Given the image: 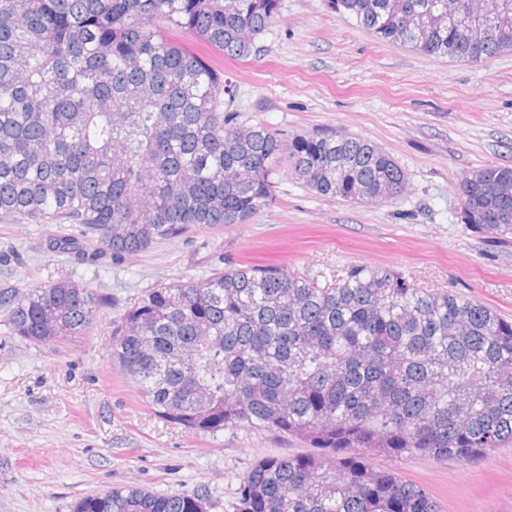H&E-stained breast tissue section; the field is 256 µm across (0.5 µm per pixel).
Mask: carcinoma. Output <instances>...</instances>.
<instances>
[{
    "mask_svg": "<svg viewBox=\"0 0 512 512\" xmlns=\"http://www.w3.org/2000/svg\"><path fill=\"white\" fill-rule=\"evenodd\" d=\"M433 0H326L384 42L479 63L512 54V0L471 32ZM281 0H0V214L81 225L91 258L132 256L199 226L245 224L275 201L287 159L309 191L401 199L405 170L335 129L291 139L224 110V73L167 39L183 28L249 56ZM460 221L512 235V167L459 183ZM104 299L71 281L0 293L34 343L86 336ZM111 356L159 416L216 434L247 425L317 453L258 460L233 512H439L428 490L368 465L365 450L470 463L512 442V320L387 267L351 265L320 287L274 267L217 271L146 291L112 323ZM73 512H207L199 495L114 486Z\"/></svg>",
    "mask_w": 512,
    "mask_h": 512,
    "instance_id": "obj_1",
    "label": "carcinoma"
}]
</instances>
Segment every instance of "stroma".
Returning <instances> with one entry per match:
<instances>
[{
	"instance_id": "obj_1",
	"label": "stroma",
	"mask_w": 512,
	"mask_h": 512,
	"mask_svg": "<svg viewBox=\"0 0 512 512\" xmlns=\"http://www.w3.org/2000/svg\"><path fill=\"white\" fill-rule=\"evenodd\" d=\"M164 35L224 72L240 123L291 138L333 127L377 143L406 171L394 203L353 204L310 192L277 167L276 201L245 224L200 229L119 261L80 263L48 249L77 235L66 219L0 216V292L69 280L106 299L88 335L54 344L0 320V512H72L116 485L201 495L233 512L243 475L300 441L247 426L216 436L154 415L112 362V321L143 291L214 269L274 266L325 284L353 264L403 272L512 318V238L461 224L456 185L487 165L512 167V55L452 61L377 40L325 0H281L254 53L236 61L192 34ZM372 467L424 486L442 512H512V443L462 465L365 453Z\"/></svg>"
}]
</instances>
